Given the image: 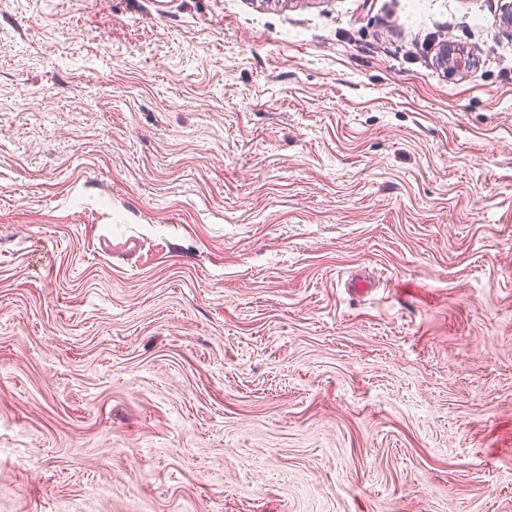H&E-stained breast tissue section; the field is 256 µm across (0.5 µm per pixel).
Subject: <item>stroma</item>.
<instances>
[{
    "instance_id": "stroma-1",
    "label": "stroma",
    "mask_w": 512,
    "mask_h": 512,
    "mask_svg": "<svg viewBox=\"0 0 512 512\" xmlns=\"http://www.w3.org/2000/svg\"><path fill=\"white\" fill-rule=\"evenodd\" d=\"M500 14L0 0V512H512ZM439 56L442 64L452 72H460L472 65L470 53L464 47L452 43L443 44Z\"/></svg>"
}]
</instances>
